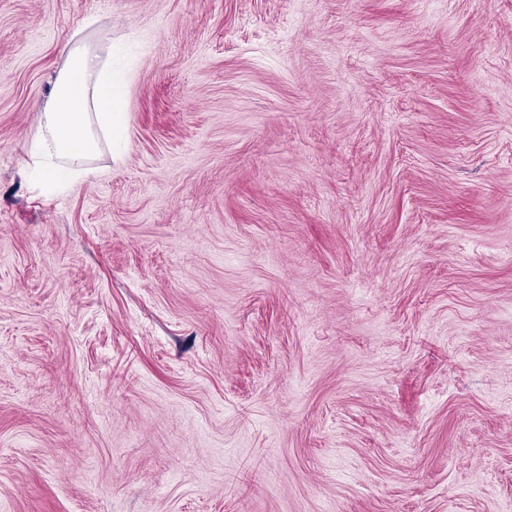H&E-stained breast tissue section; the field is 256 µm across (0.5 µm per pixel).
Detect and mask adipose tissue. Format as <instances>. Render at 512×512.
I'll return each instance as SVG.
<instances>
[{
    "instance_id": "adipose-tissue-1",
    "label": "adipose tissue",
    "mask_w": 512,
    "mask_h": 512,
    "mask_svg": "<svg viewBox=\"0 0 512 512\" xmlns=\"http://www.w3.org/2000/svg\"><path fill=\"white\" fill-rule=\"evenodd\" d=\"M116 98L111 70L101 66L86 47L69 49L68 64L58 75L43 108L28 155L44 157L46 175L59 178L61 160L73 161L97 151L95 129L119 124L120 116L114 110Z\"/></svg>"
}]
</instances>
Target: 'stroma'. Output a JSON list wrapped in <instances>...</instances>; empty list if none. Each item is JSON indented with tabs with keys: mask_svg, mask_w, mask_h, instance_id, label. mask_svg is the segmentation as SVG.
Segmentation results:
<instances>
[{
	"mask_svg": "<svg viewBox=\"0 0 512 512\" xmlns=\"http://www.w3.org/2000/svg\"><path fill=\"white\" fill-rule=\"evenodd\" d=\"M0 512H512V0H0ZM67 55L68 64L57 77L41 112L39 131L27 150L32 158L46 159L45 174L55 180L60 177V167L52 159L73 161L93 155L98 149L93 125L112 129L120 122L119 113L114 112L117 91L112 71L101 66L85 46L70 48Z\"/></svg>",
	"mask_w": 512,
	"mask_h": 512,
	"instance_id": "stroma-1",
	"label": "stroma"
}]
</instances>
